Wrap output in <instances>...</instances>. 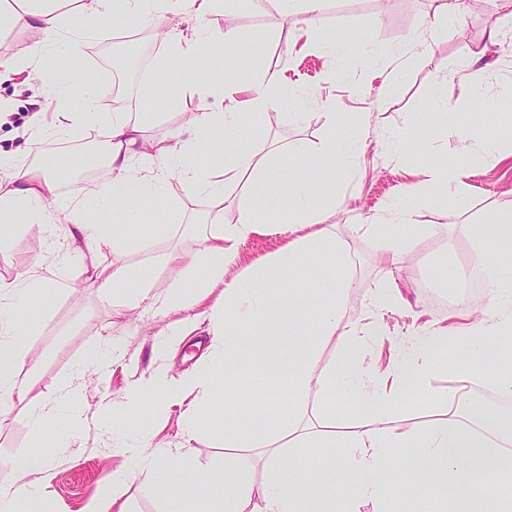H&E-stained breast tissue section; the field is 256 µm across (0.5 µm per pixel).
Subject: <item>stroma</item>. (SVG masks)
Segmentation results:
<instances>
[{"mask_svg": "<svg viewBox=\"0 0 512 512\" xmlns=\"http://www.w3.org/2000/svg\"><path fill=\"white\" fill-rule=\"evenodd\" d=\"M58 8L66 18L64 48L69 69L79 76L96 73L100 99H108L111 83L101 76L100 57L88 56L87 47L145 38L147 64H135L130 81L133 90L150 86L149 103L140 97L129 100L132 118L150 111L148 135L159 139L174 127L178 112L196 111L199 101L185 90L192 82L207 83L210 111H223L229 99L225 85L238 73L239 57L252 66L278 70L288 103L272 113L266 123L253 128L249 137L226 132L208 143L202 162L216 166L228 147L246 152L271 154L273 169L285 177L306 181L313 177L314 162L296 160L292 148L304 144L315 148L328 135L336 146L346 171L336 178L341 205L329 206L325 198L316 205L325 210L326 223L335 225L353 259L355 283L343 302L342 324L362 331L359 365L366 374L387 371L400 351L406 350L427 331L450 323L458 310L482 312L488 305V288L475 263V247L467 225L486 223L489 214L512 204V27L501 24L504 0H470L461 16L435 29L431 23L430 0H327L318 31L307 30L305 16L296 0H240L229 25L233 37L223 45L222 62L210 56L191 60L171 58L164 43L158 42L150 24H129L116 30L113 20L89 22L72 0H60ZM498 31L497 44L488 45L490 31ZM32 35L15 28L0 32V58L18 61L21 71L0 81V102L9 112L0 118V154L12 155L23 139H30L28 165L42 156L58 159L55 171L62 195L81 194L79 174L100 170L91 152L102 145L97 126L85 128L82 136L46 135L32 124L33 98L43 87L33 72L30 59ZM487 46L484 62L490 78L483 101H475L469 86L471 51ZM390 78L395 91L379 96L378 86ZM336 113V127H328V113ZM424 112L444 114L448 123L461 125L473 142L492 141L499 147L494 156L476 154L462 178L464 193L457 213L448 211V194L427 187L431 166L453 158L457 143L438 139L433 126H422ZM497 113L485 123L483 113ZM414 183L424 190L407 196ZM170 206L141 203L143 223L151 227L150 247L143 251L114 253L105 248L93 259L72 254L56 243L64 225H56L48 236L31 224L0 246V280H16L21 273L39 268L41 274L59 286L48 299H36L23 315L29 330L23 341L41 359L38 369L17 363L18 377L34 374V386L13 414L0 422V459H22L49 452L54 477L35 487L36 512H84L93 500H114L123 512H161L163 504L146 484L119 482V475L138 470L148 458L157 456L178 466V487L189 495L191 512H208L209 497L191 491L195 473L221 472L231 465L253 481H261L264 456L257 448H228L224 445V405L246 397L247 418L261 421L268 412L270 392L285 390L284 376L263 371L224 380L216 393L191 395L183 405L155 412L152 399L140 408L148 417V431L128 428L115 431L90 426L77 436L64 439L38 434L31 414L55 395L66 379L80 376L89 411L100 402L116 400L156 365L154 347L178 320L175 312L162 313L151 306L172 282L183 274L181 263L155 264L154 255L193 249L186 237L184 221L205 215L208 199L191 193L173 181L168 185ZM406 208L416 224H450L452 236L419 235L405 254L398 283L409 305L405 308H377L372 296L384 267L378 260L377 241L369 231L373 224H392L398 208ZM289 241L275 232L258 234L237 246L236 269H244L271 258ZM107 266L115 262L149 273L148 300L116 315L112 298L89 286L91 263ZM453 270L458 288H451L442 273ZM224 303L222 289L201 296L188 311L198 324L185 336L173 354V375L196 370L210 343L207 314ZM113 345L112 362L105 372L90 364L95 353ZM465 351L451 344L436 355L422 386L404 393L398 416L406 423L427 425L451 417L452 406L461 391L478 387L491 392L489 383L471 376L462 380L460 368ZM194 414V433L186 431V416ZM140 454H133V447ZM191 449L180 458L181 449Z\"/></svg>", "mask_w": 512, "mask_h": 512, "instance_id": "stroma-1", "label": "stroma"}]
</instances>
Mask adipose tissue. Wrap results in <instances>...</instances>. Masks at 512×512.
<instances>
[{
    "mask_svg": "<svg viewBox=\"0 0 512 512\" xmlns=\"http://www.w3.org/2000/svg\"><path fill=\"white\" fill-rule=\"evenodd\" d=\"M79 10L90 20L115 13L142 19L157 12L175 16L192 15L198 22L194 38H185L178 27L164 34L170 55L189 59L203 50L220 51L224 33L218 21L230 0H78ZM63 14L55 0H26L22 12L0 10V28L19 26L32 31L36 39L31 58L36 76L51 96L63 100L81 93L88 101L82 112L62 111L52 131L74 134L89 123L102 126L106 138L105 164L110 174L107 183L87 195L62 199L51 169L53 157H44L37 165L21 163L0 165V241L19 223L48 222L57 219L68 226V246L81 251L101 246L114 252L139 249L144 241L139 225L133 221L142 200L163 202L167 199L170 179H178L197 195L210 200L213 208L223 209L224 188L242 183V194L232 223L212 221L202 224L194 250L180 253L188 280H176L162 301L166 310H188L194 293L210 288L224 291V304L211 313L210 348L216 355L213 365L176 380L169 374L166 356L172 339L184 335L179 324H172L166 338L155 347L157 364L147 377L131 386L120 400L99 405V422L117 427L135 423L138 409L146 398H154L157 410L182 402L199 392L212 393L224 377L243 373V359L254 356L261 370H275L276 364L265 356L262 347L272 326L268 311L272 300H282L288 309H297L303 296L323 299L319 317L307 329L289 331L278 342L287 352L291 367L288 387L293 398L310 393L335 392L337 377L347 375L357 361L359 338L355 331L341 330V304L354 284L351 257L333 225L324 223L314 200L322 194V181L315 178L303 183L284 180L271 169L260 153L226 152L221 173L187 162L197 151L201 138L209 133L230 131L246 133L253 122L265 118L284 98L277 73L265 71L252 85L244 111L200 110L182 117L175 129L159 140H149L143 122L131 120L124 112H104L98 107L96 88L77 80L67 71L64 53L57 50V39L64 27ZM287 197L288 224L292 240L270 260L229 275L238 243L269 225L270 218L254 203L256 189ZM371 232L381 243L383 263H402L405 248L416 227L409 212L399 214L395 224H374ZM469 233L477 240L493 238L492 256L480 257L479 263L488 283V311L492 325L468 322L441 327L429 332L401 355L393 371L391 385L348 383L344 389L353 395L369 414L371 428L359 433L329 423L325 428L300 431L295 420L269 421L256 426L242 417L240 406L224 411V445L228 448L269 449L268 465L261 483L249 480L241 471L225 467L220 475L200 472L193 478L195 490L209 491L213 484L223 488L211 500L210 512H353V503L370 494L380 504L388 500L434 494L439 504H461L466 512H512V486L507 485L506 470L499 463L504 448L512 446V407L487 411L472 406L466 423L437 421L424 428L401 425L397 405L405 390L420 382L423 371L435 354L451 344L463 345L472 362L487 366L500 396L512 398V356L502 354L488 360L493 340L512 337V209L497 213L494 222L472 224ZM91 285L109 291L123 304L146 299L148 280L144 274L125 265L94 268ZM48 283L37 270H29L19 280L0 281V316L8 326L22 325L20 299L29 291L46 293ZM341 335L343 354L330 366L317 368V344L333 335ZM28 348L19 340L0 339V419L9 417L17 402L28 394L31 383L15 377L12 366L27 360ZM68 405L70 434L84 429L88 412L83 403L82 385L63 383L53 404L33 415L34 427L43 434L57 426L56 404ZM288 433L307 447L321 449L323 466L338 469L340 478L332 495L317 496L318 469L302 473L289 469L287 460L274 448L273 438ZM418 448L415 475L401 485L387 484V451L391 448ZM13 480L0 488V512H17L31 500L34 483L31 474L49 475L48 459L10 461ZM130 480H144L165 501L164 512H186L181 492L175 490V469L170 462L151 459L140 470L130 473Z\"/></svg>",
    "mask_w": 512,
    "mask_h": 512,
    "instance_id": "1",
    "label": "adipose tissue"
}]
</instances>
